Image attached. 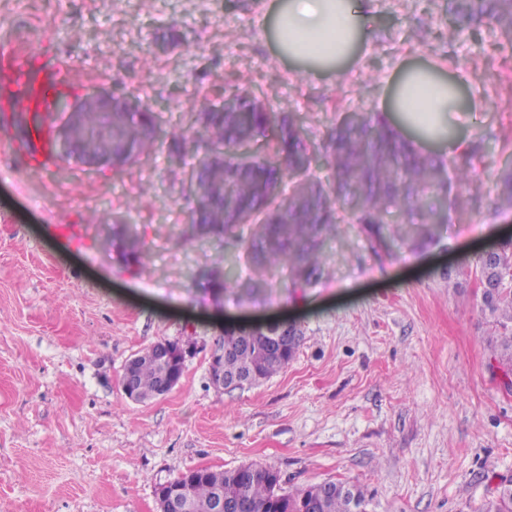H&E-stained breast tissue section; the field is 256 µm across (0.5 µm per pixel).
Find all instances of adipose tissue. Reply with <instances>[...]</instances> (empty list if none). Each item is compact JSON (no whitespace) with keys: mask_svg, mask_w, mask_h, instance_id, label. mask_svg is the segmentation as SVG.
Masks as SVG:
<instances>
[{"mask_svg":"<svg viewBox=\"0 0 512 512\" xmlns=\"http://www.w3.org/2000/svg\"><path fill=\"white\" fill-rule=\"evenodd\" d=\"M366 0H265L262 22L275 56L318 78L344 77L359 61L370 38ZM439 67L422 60L404 63L385 101L401 131L419 145L448 147L451 115L463 114L457 92Z\"/></svg>","mask_w":512,"mask_h":512,"instance_id":"1","label":"adipose tissue"}]
</instances>
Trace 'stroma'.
<instances>
[{
  "instance_id": "obj_1",
  "label": "stroma",
  "mask_w": 512,
  "mask_h": 512,
  "mask_svg": "<svg viewBox=\"0 0 512 512\" xmlns=\"http://www.w3.org/2000/svg\"><path fill=\"white\" fill-rule=\"evenodd\" d=\"M263 0H0V48L64 67L71 99L119 88L165 104L166 131L123 174L60 160L14 164L0 135V512H157L156 490L188 470L263 463L285 491L362 487L372 512H480L512 477V391L490 361L480 253L512 236L495 182L512 159V44L480 27L452 37L446 0H371L370 44L341 83L272 54ZM174 33L177 46L157 53ZM426 57L462 79L482 115L449 165L470 172L471 214L435 241L375 252L357 224L325 246L327 275L288 272L253 296L224 294L220 242L189 220L196 112L224 79L300 113L314 142L348 111L379 113L401 62ZM186 138V165L170 161ZM126 213L143 243L124 256L105 227ZM287 317L303 339L257 385L215 389L227 323ZM160 340L191 346L183 376L143 404L126 362Z\"/></svg>"
}]
</instances>
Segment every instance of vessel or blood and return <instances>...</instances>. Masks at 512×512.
Segmentation results:
<instances>
[{"mask_svg":"<svg viewBox=\"0 0 512 512\" xmlns=\"http://www.w3.org/2000/svg\"><path fill=\"white\" fill-rule=\"evenodd\" d=\"M67 88L63 69L45 66L25 53H0V126L22 127V137L12 144L21 164L43 171L56 166L50 129L54 102Z\"/></svg>","mask_w":512,"mask_h":512,"instance_id":"obj_1","label":"vessel or blood"}]
</instances>
